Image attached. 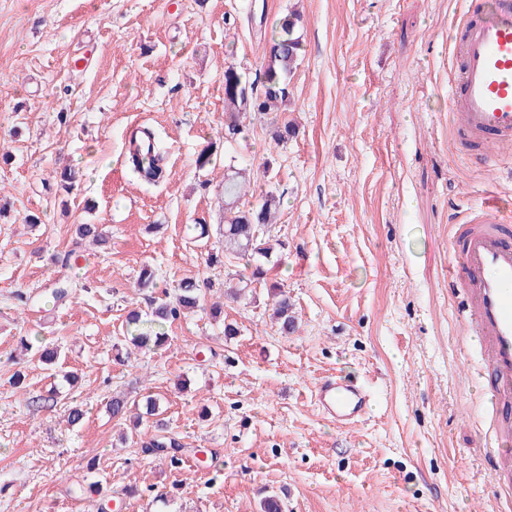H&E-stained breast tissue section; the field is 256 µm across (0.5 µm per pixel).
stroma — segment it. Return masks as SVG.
I'll list each match as a JSON object with an SVG mask.
<instances>
[{"mask_svg": "<svg viewBox=\"0 0 512 512\" xmlns=\"http://www.w3.org/2000/svg\"><path fill=\"white\" fill-rule=\"evenodd\" d=\"M291 10L295 137L275 144L254 113L225 137V66L259 81ZM463 12L464 0H0V512H260L271 492L288 512H512L492 479L482 353L448 291L454 218L490 191L512 200L505 170L453 147L448 33ZM137 124L161 141L158 181L122 156ZM229 165L254 174L245 203L282 198L265 275L234 301ZM80 224L108 247L78 243ZM145 265L151 292L136 286ZM190 277L223 316L179 318L162 349L129 352V311ZM274 283L296 317L287 336ZM25 337L57 348V364L22 352ZM327 376L369 388L357 422L319 411ZM49 394L56 406L33 405ZM117 394L157 397L180 466L122 441L131 424L107 409ZM69 403L88 411L74 427Z\"/></svg>", "mask_w": 512, "mask_h": 512, "instance_id": "obj_1", "label": "stroma"}]
</instances>
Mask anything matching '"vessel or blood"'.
<instances>
[{
	"mask_svg": "<svg viewBox=\"0 0 512 512\" xmlns=\"http://www.w3.org/2000/svg\"><path fill=\"white\" fill-rule=\"evenodd\" d=\"M458 57L449 79L448 112L474 139L498 149L512 163V0H479L473 16L462 18L452 38ZM452 234L453 286L464 289L458 310L467 338L487 359L477 376L491 404L512 402V210L497 196L462 220ZM314 399L342 423L361 418L369 407L364 386L333 378L318 381Z\"/></svg>",
	"mask_w": 512,
	"mask_h": 512,
	"instance_id": "vessel-or-blood-1",
	"label": "vessel or blood"
}]
</instances>
